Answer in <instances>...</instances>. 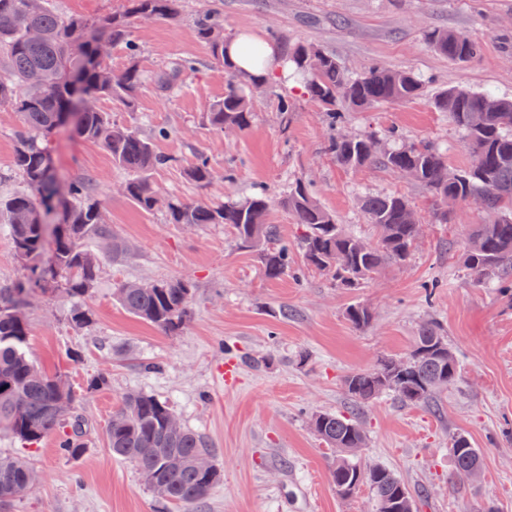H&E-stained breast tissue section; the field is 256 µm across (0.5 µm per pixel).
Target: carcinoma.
I'll use <instances>...</instances> for the list:
<instances>
[{
    "label": "carcinoma",
    "instance_id": "cac0c4a2",
    "mask_svg": "<svg viewBox=\"0 0 512 512\" xmlns=\"http://www.w3.org/2000/svg\"><path fill=\"white\" fill-rule=\"evenodd\" d=\"M124 10L89 22L80 16L55 12L49 0H0V105L22 115L15 131L12 171L26 182L25 193L0 199V217L9 224V243L17 257L42 251L47 235L43 221L45 201H55L58 222L52 230V259L56 268L48 294L60 289L79 302L69 312L71 324L82 329L93 322L84 305L98 279L100 257L86 245L94 236L112 241V256L123 254L112 225L105 222L102 203L89 176H75L63 188L54 174L45 139L63 126L76 102L106 98L134 108L148 77L140 65V46L130 39L135 21L180 20V0H124ZM193 26L209 51L210 61L224 66L232 83L224 98L204 113L205 123L220 132L244 131L251 126L250 93L264 86L245 80L224 57V12L211 6L195 13ZM428 45L449 59L476 60L482 44L463 33L428 30ZM106 41L126 50L127 65L118 74L104 75L98 44ZM288 72L306 80L310 98L322 108L328 126L324 152L346 169H383L418 184L431 200L434 224L451 223L448 200L480 204L494 215L489 224H474L467 232L461 259L469 275L504 290H512V100L489 92L448 88L433 99L463 132L473 160L452 169L448 157L427 143H410L391 132L387 143L380 135L339 132L345 110H367L383 102H405L419 97L424 77L411 70L385 66L369 68L354 77L336 55L315 44H297L284 57ZM192 66L175 60L153 77L155 90L165 95L178 87ZM75 131L112 157V164L130 173L122 192L142 211L158 208L161 199L151 175L172 159L155 149L153 139L133 127L112 123L105 112L90 105L77 113ZM190 181L207 185L213 169L200 154L187 170ZM280 206L301 226L303 263L331 277L336 287L355 289L384 268L403 266L421 233V221L409 200L399 194L366 195L360 207L374 224L377 238L366 242L337 224L336 217L315 198L302 178L288 185ZM273 201L265 190L243 199L207 203L194 199L166 202L170 224H224L233 229L240 247L256 253L265 275L278 279L292 271V254L280 226L270 223ZM194 285L188 279L129 282L115 289L119 304L130 314L164 334L178 331L191 313ZM27 289L0 288V431L26 444L57 441L61 454L80 457L86 450V422L79 415L68 380L49 373L27 354V324L20 314ZM355 328L372 320L360 304L346 309ZM459 372L456 356L441 327L430 322L420 331L405 358H383L368 370L344 378L351 411H318L311 415L314 433L339 455L330 478L336 493L347 497L360 486L373 493L375 512H415L408 486L391 469L362 465L357 452L366 445L361 410L385 393L406 405L431 401L453 384ZM173 407L153 395L135 392L123 397L112 412L106 437L112 456L130 464L154 497L168 504L204 502L221 479L217 467L203 469L198 460L212 457L204 438L183 426L176 434L168 422ZM456 476L468 480L480 469L481 457L463 434L449 437ZM37 473L23 460L0 455V504L16 500L14 491L31 490Z\"/></svg>",
    "mask_w": 512,
    "mask_h": 512
}]
</instances>
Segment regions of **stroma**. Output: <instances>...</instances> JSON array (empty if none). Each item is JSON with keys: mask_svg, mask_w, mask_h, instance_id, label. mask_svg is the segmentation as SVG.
Segmentation results:
<instances>
[{"mask_svg": "<svg viewBox=\"0 0 512 512\" xmlns=\"http://www.w3.org/2000/svg\"><path fill=\"white\" fill-rule=\"evenodd\" d=\"M176 22H138L132 39L142 48L141 67L155 74L175 59L197 70L167 95L145 86L134 109L101 99L114 124L145 134L168 130L160 152L172 167L154 174L162 199L220 202L266 189L279 198L302 177L339 224L366 239L375 230L360 209L367 193L398 192L420 215L429 204L410 180L377 168L350 171L323 151L327 128L303 82L271 78L253 96L254 119L243 132L221 133L203 120L223 99L229 77L210 65L192 14L214 3L224 11V32L252 33L287 49L317 44L358 75L379 64L411 69L428 79L422 96L346 113L347 133L396 129L408 141L440 146L453 168L472 157L462 131L431 101L444 88L490 91L512 98V0H182ZM445 28L481 41V57L458 65L431 49L425 32ZM287 99L289 114L278 112ZM22 116L0 107V197L23 192L11 171L14 132ZM60 177L93 176L108 224L127 251L105 259L86 304L92 324L74 328L72 301L63 294L32 298L23 308L29 354L46 371L62 372L75 390L86 378L109 373L110 387L84 396L79 411L90 429L76 459L53 441L28 446L0 435V452L25 460L38 474L35 486L0 512H374L371 490L347 498L329 478L335 456L311 430L317 411L349 409L342 386L350 372L372 368L384 356L406 355L420 325L444 328L460 365L456 382L436 408L402 404L385 396L365 407L367 434L361 459L379 463L407 483L416 512H512V297L468 277L449 242L470 225L490 223L474 204L455 208L448 224L425 223L411 261L385 269L365 287L344 290L328 276L265 277L256 254L239 248L222 224L186 227L166 221L164 209L145 213L122 193L127 175L97 145L65 128L47 139ZM205 153L213 180L199 187L186 170ZM233 180H225V171ZM183 278L196 285L192 314L168 336L132 316L114 298L128 281ZM353 303L373 313L369 327L344 318ZM307 360H300V353ZM153 371H145V363ZM166 400L180 421L208 442L221 481L206 502L183 507L156 501L136 471L112 457L106 427L125 394ZM460 432L479 448L482 467L470 480L455 476L448 437Z\"/></svg>", "mask_w": 512, "mask_h": 512, "instance_id": "stroma-1", "label": "stroma"}]
</instances>
